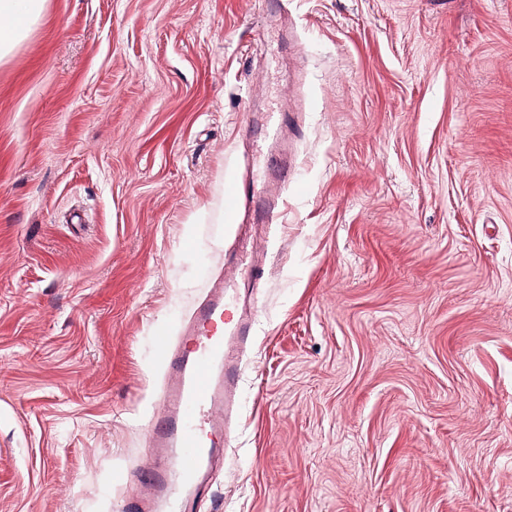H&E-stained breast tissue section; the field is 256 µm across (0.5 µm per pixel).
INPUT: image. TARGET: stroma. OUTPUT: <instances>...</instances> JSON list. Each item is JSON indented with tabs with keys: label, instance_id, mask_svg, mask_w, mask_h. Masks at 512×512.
I'll list each match as a JSON object with an SVG mask.
<instances>
[{
	"label": "stroma",
	"instance_id": "stroma-1",
	"mask_svg": "<svg viewBox=\"0 0 512 512\" xmlns=\"http://www.w3.org/2000/svg\"><path fill=\"white\" fill-rule=\"evenodd\" d=\"M217 280L214 512H512V0H47L0 61V512H127Z\"/></svg>",
	"mask_w": 512,
	"mask_h": 512
}]
</instances>
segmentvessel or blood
<instances>
[{
  "label": "vessel or blood",
  "mask_w": 512,
  "mask_h": 512,
  "mask_svg": "<svg viewBox=\"0 0 512 512\" xmlns=\"http://www.w3.org/2000/svg\"><path fill=\"white\" fill-rule=\"evenodd\" d=\"M228 303L223 285H215L193 312L181 339L160 332L157 344L167 363L160 394L163 417L150 433L156 462L141 478L130 512H142L146 499L164 512H195L208 485V473L220 453L210 438L223 428L239 385V352L254 334V322H225Z\"/></svg>",
  "instance_id": "b4317fda"
}]
</instances>
